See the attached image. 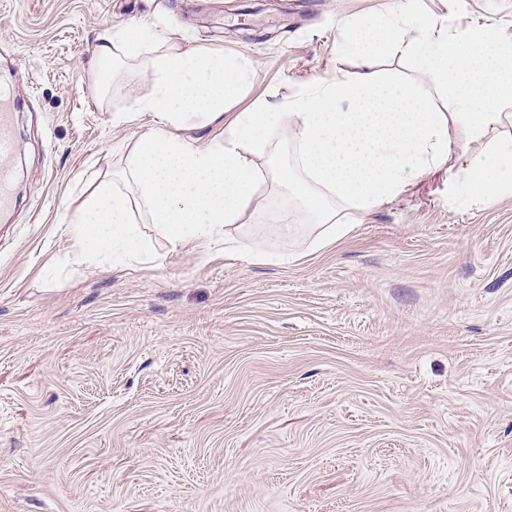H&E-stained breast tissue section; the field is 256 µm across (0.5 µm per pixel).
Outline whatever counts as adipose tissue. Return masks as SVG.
Returning <instances> with one entry per match:
<instances>
[{
  "instance_id": "adipose-tissue-1",
  "label": "adipose tissue",
  "mask_w": 512,
  "mask_h": 512,
  "mask_svg": "<svg viewBox=\"0 0 512 512\" xmlns=\"http://www.w3.org/2000/svg\"><path fill=\"white\" fill-rule=\"evenodd\" d=\"M397 15L398 26L381 19L346 31L353 72L321 81L287 107L265 102L229 123L224 106L239 94L250 59L204 47L153 55L143 30L103 33L101 94L109 93L120 57L137 60L148 82L113 121L148 124L122 172L100 180L84 207L66 213L72 261L140 260L146 246L133 227L138 218L175 249L210 251L238 240L239 257L253 260V241L299 229L310 250H319L348 236L358 215L402 194L410 166L431 171L456 145L473 152L457 173L470 201L512 193V132L499 129L500 107L512 101V34L487 21L462 30L436 25L417 16L415 0H400ZM395 54L421 57L426 78L450 92V111L377 71L379 58ZM213 125L223 126L222 138L200 143L182 135ZM282 141L292 150L286 160ZM257 149L269 155L262 170L250 156ZM265 182L303 217L302 227L261 222L257 192Z\"/></svg>"
}]
</instances>
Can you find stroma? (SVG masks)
<instances>
[{
    "label": "stroma",
    "instance_id": "1",
    "mask_svg": "<svg viewBox=\"0 0 512 512\" xmlns=\"http://www.w3.org/2000/svg\"><path fill=\"white\" fill-rule=\"evenodd\" d=\"M396 0H0V90L22 102L0 219V512H512V194L453 169L285 264L145 231L141 261L72 267L66 212L122 171L144 85L94 77L104 31L251 59L225 119L352 71L343 26ZM512 33V0H417ZM379 70L448 90L417 58Z\"/></svg>",
    "mask_w": 512,
    "mask_h": 512
}]
</instances>
